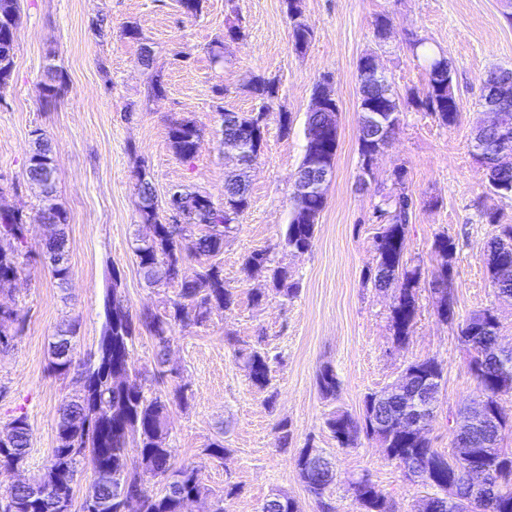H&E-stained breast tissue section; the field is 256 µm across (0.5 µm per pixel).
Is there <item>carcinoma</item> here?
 <instances>
[{"instance_id": "1", "label": "carcinoma", "mask_w": 512, "mask_h": 512, "mask_svg": "<svg viewBox=\"0 0 512 512\" xmlns=\"http://www.w3.org/2000/svg\"><path fill=\"white\" fill-rule=\"evenodd\" d=\"M291 19L292 46L298 53L309 46L313 29L305 21ZM18 0H0V89L11 79L14 60L13 44L18 24ZM427 92L421 105L445 126L456 123L460 109L448 100L453 88L452 71L445 68V58L427 57ZM265 113H221L224 139L243 141L255 158L263 140L262 121ZM327 116L313 112L305 124L306 147L318 144L317 136L325 127ZM169 137L175 153L190 158L197 152L202 133L195 122L180 118L171 122ZM359 155L366 164L377 152L379 143L372 132L361 125L358 129ZM32 156L25 175L43 184L44 205L38 217L48 225L49 233L42 244V254L51 267L53 277L64 285L70 277L67 258V238L64 227L67 215L55 202L56 184L53 149L43 133H37ZM512 148V129L505 139L501 131L480 127L474 135L473 156H481L492 165L489 191L501 197L512 196V164L504 165L498 158L504 148ZM137 193L141 199L139 213L142 223L155 228V236L147 245L134 247L138 268L146 284L152 288L177 284L174 297L163 301L162 307L146 308L132 313L119 291L120 279L113 277L112 288L104 300V322L96 351L78 364L73 355V329L58 331L49 344V369L58 376L77 372L81 384L79 393L57 410L59 444L53 449L43 472L27 484H13L0 493V512H10L3 501L18 506L17 512H73V485L79 466L87 464L94 474L91 496L96 499L95 512H121L122 500L117 492L138 504V512H182L184 502L197 501L202 512H225L224 495H233L208 488L191 466L178 464L173 449L167 443L169 409L173 404H188V387L174 384L170 389H152L133 377L131 348L142 332H147L153 344L155 366L160 376L175 379L176 369L163 370L177 325H203L214 309H228L235 302L231 289L224 286L220 267L210 259L224 252V241L236 230L235 221L249 206L248 185L238 174L224 184V204L217 205L211 197L197 192H183L184 223L162 222L159 217L155 190L146 174L137 175ZM385 208L379 209L388 218L374 240V286L383 290L397 285L390 309L394 342L405 344L413 331L419 312V272L404 262L405 240L409 214L414 202L400 192L384 198ZM27 216L22 210L0 218V292L10 291L12 283L23 270L25 257L21 247L26 243L24 229ZM316 222L301 223L293 216L286 227L283 246L290 251L305 252L315 240ZM434 249L441 257L440 270L429 284L435 297L436 314L440 321H455V311L448 277L453 270L455 240L439 234ZM201 260L200 269L191 280L180 277L184 256ZM485 256L491 283L499 299L512 301V225H504L486 243ZM268 253L257 250L243 262V271L251 274L267 266ZM288 272L276 269L273 283L276 293L288 299L296 288L287 284ZM23 318L18 309L0 304V334L16 336ZM499 321L492 308L473 313L458 324L459 343L471 354V370L476 378L478 394L475 400L496 411V430L489 432L480 422L471 421V408H466L465 420L470 422L466 437L453 442L455 448H485L490 460L478 468L454 467L455 452L443 455L430 446L427 437H419L406 428L410 420L420 419L429 425L435 407L416 408L400 399V390L418 384L419 373L428 372L442 382L444 367L436 358L411 362L400 377L399 388L382 398L370 393L364 399L361 421L347 414H338L327 425L342 448L353 445L360 434L378 441L388 449L386 458L398 464L405 476L421 470L429 473L427 484L436 488L435 504L448 497V482H453L454 500L443 504L440 512H512V448L500 446L504 433L512 430V416L500 404L501 396L512 391V353L494 357L498 346ZM238 355L244 358L253 385L264 388L269 383L270 364L266 352L253 348ZM322 394L333 397L339 388L334 370L328 366L318 374ZM13 435L0 440V473L24 465L29 448V425L23 416L12 421ZM301 451L296 466L306 489L315 499L320 512H334L328 493L336 478L332 458L322 455L314 462L304 460ZM151 470L160 478L162 490L155 493L139 480V472ZM350 490L360 512H393V504L367 477L350 483ZM260 512H299L289 497L275 495L267 499Z\"/></svg>"}]
</instances>
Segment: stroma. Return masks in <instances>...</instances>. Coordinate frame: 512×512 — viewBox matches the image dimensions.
<instances>
[{
    "label": "stroma",
    "instance_id": "35a3bbf8",
    "mask_svg": "<svg viewBox=\"0 0 512 512\" xmlns=\"http://www.w3.org/2000/svg\"><path fill=\"white\" fill-rule=\"evenodd\" d=\"M314 30L305 53L291 45L286 0H201L195 13L181 0H20L14 68L0 91V204L27 216L24 270L0 304L19 310L23 327L0 352V429L25 416L30 428L23 479L40 474L57 444V410L79 388L75 375L48 369L54 334L76 324L74 358L97 345L103 304L113 273L132 311L159 307L174 288L145 283L133 246L149 234L138 211L136 173L145 170L158 200L180 185L224 201V182L237 173L224 147L220 114L266 110L261 150L246 173L250 205L224 243L216 264L235 293L228 310H214L206 325L176 328L169 361L180 369L192 397L172 406L169 445L177 460L194 466L204 483L237 486L226 512H257L272 494L292 498L300 512H319L302 482L296 459L313 447L334 457L330 496L336 512H359L351 480L368 476L390 499L394 512H420L432 488L406 479L377 441L360 437L339 447L326 421L349 413L362 418L366 395L395 383L407 365L434 357L444 365L441 394L427 437L445 453L453 446L449 418L477 395L469 356L457 340V321L495 308L503 344L512 345V303L492 288L484 255L498 225H512V198L487 189L486 172L472 154L483 117V82L495 67L512 68V22L502 0H300ZM387 17V39L375 23ZM135 35H127V27ZM423 41L453 66L461 102L453 126L442 125L421 101L426 63L413 53ZM150 60L141 63L142 50ZM378 56L402 112L399 128L379 155L367 186H359L357 62ZM61 73V93L45 102L43 86ZM272 81L270 107L248 90L252 77ZM329 81L339 105V147L327 202L311 250L281 245L291 211L297 171L305 154V120L317 83ZM161 84L154 93L153 84ZM290 124L281 128L280 113ZM194 120L203 137L193 158L176 155L171 121ZM41 130L54 150L56 201L68 215L65 227L71 268L58 285L41 255L46 229L38 219L40 189L24 171ZM405 192L414 207L404 259L419 269L420 311L404 345L390 330L392 290L371 281L374 238L382 222L376 209L385 196ZM495 223H487V212ZM457 249L449 287L455 323L435 314L427 288L440 260L438 234ZM256 250L269 253L268 269L245 274ZM286 269L296 293L275 294L274 268ZM262 301H255V294ZM235 344H228V337ZM259 347L270 358L267 387L252 385L235 348ZM329 366L339 380L335 397H324L317 374ZM287 422L288 444L275 426ZM223 437L219 460L208 445Z\"/></svg>",
    "mask_w": 512,
    "mask_h": 512
}]
</instances>
